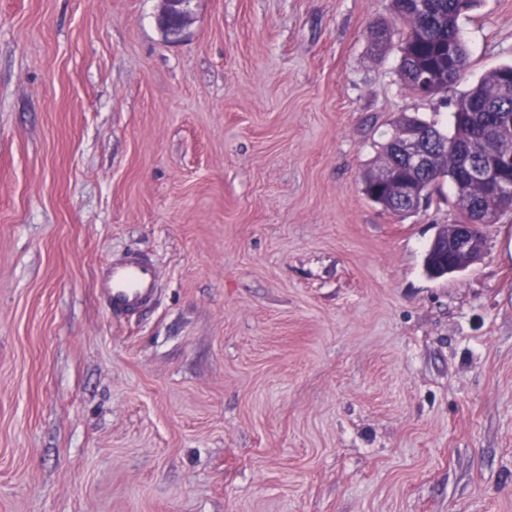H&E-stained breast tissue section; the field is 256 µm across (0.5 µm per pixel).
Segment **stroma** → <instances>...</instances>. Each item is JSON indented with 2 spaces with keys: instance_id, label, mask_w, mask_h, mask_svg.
<instances>
[{
  "instance_id": "35a3bbf8",
  "label": "stroma",
  "mask_w": 512,
  "mask_h": 512,
  "mask_svg": "<svg viewBox=\"0 0 512 512\" xmlns=\"http://www.w3.org/2000/svg\"><path fill=\"white\" fill-rule=\"evenodd\" d=\"M389 4L191 0L176 41L157 0H0V512H512V213L433 278L451 182L362 183L512 63V0L429 98ZM128 251L159 303L119 319ZM100 291L113 315H135L157 301V273L152 263L138 253L105 263L99 270Z\"/></svg>"
}]
</instances>
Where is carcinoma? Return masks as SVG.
I'll return each instance as SVG.
<instances>
[{"mask_svg":"<svg viewBox=\"0 0 512 512\" xmlns=\"http://www.w3.org/2000/svg\"><path fill=\"white\" fill-rule=\"evenodd\" d=\"M479 0H391L394 18L401 22L400 77L405 87L418 93L417 76L424 71L434 76L444 72L447 62L455 69L456 84L467 65V50L462 40L458 21L462 14L474 9ZM512 120V64L503 65L484 74L479 81L461 93L454 112V130L451 134L416 117L405 116L402 121L419 127L426 135L427 146L437 153L438 162L430 169L415 175L416 182L430 196L441 179L447 177L455 188V203L461 218L474 217L476 210L503 212L494 201H486L479 189L459 182L457 170L462 151L470 144L478 147L476 157L489 151H512V142L491 135L489 128L496 123ZM365 194L384 201V209L404 215L409 208L385 193L367 177Z\"/></svg>","mask_w":512,"mask_h":512,"instance_id":"1","label":"carcinoma"}]
</instances>
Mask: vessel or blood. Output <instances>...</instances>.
I'll use <instances>...</instances> for the list:
<instances>
[{
    "label": "vessel or blood",
    "mask_w": 512,
    "mask_h": 512,
    "mask_svg": "<svg viewBox=\"0 0 512 512\" xmlns=\"http://www.w3.org/2000/svg\"><path fill=\"white\" fill-rule=\"evenodd\" d=\"M103 301L115 315H135L157 301V273L144 256L129 253L105 263L99 270Z\"/></svg>",
    "instance_id": "obj_1"
}]
</instances>
